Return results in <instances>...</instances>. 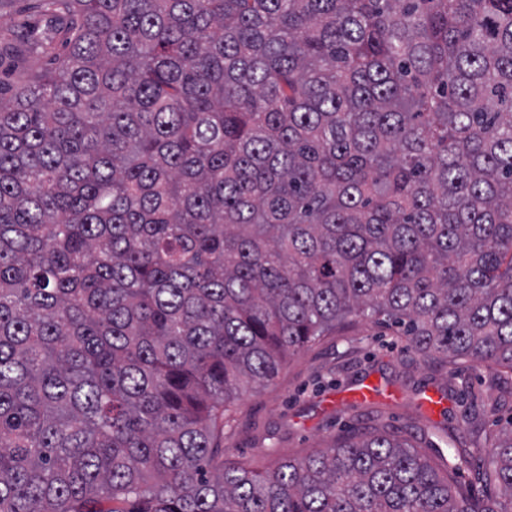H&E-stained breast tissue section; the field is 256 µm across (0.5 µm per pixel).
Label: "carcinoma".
I'll return each instance as SVG.
<instances>
[{
	"label": "carcinoma",
	"mask_w": 512,
	"mask_h": 512,
	"mask_svg": "<svg viewBox=\"0 0 512 512\" xmlns=\"http://www.w3.org/2000/svg\"><path fill=\"white\" fill-rule=\"evenodd\" d=\"M0 83V512H508L386 431L256 473L227 407L369 318L512 372V0H33ZM38 48L25 30L0 57ZM49 56L38 53L27 56L24 60L3 57L0 66V78L12 83L29 73L41 71L48 67Z\"/></svg>",
	"instance_id": "1"
}]
</instances>
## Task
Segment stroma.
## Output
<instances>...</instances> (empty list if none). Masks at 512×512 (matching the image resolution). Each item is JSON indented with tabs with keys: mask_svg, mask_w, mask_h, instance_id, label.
Segmentation results:
<instances>
[{
	"mask_svg": "<svg viewBox=\"0 0 512 512\" xmlns=\"http://www.w3.org/2000/svg\"><path fill=\"white\" fill-rule=\"evenodd\" d=\"M31 39L64 34L49 10L31 11L26 0L0 8V41L16 27ZM375 383L380 397L361 402L351 393ZM512 375L469 361L454 365L424 361L395 329L372 321L322 337L286 360L265 386L237 401L224 415V446L253 471L299 459L331 446L350 430L390 428L407 438L438 469L456 463L455 480L472 495L495 496L479 476L483 452L474 448L476 429L496 431L512 420ZM443 395L437 411L427 394Z\"/></svg>",
	"mask_w": 512,
	"mask_h": 512,
	"instance_id": "obj_1",
	"label": "stroma"
}]
</instances>
